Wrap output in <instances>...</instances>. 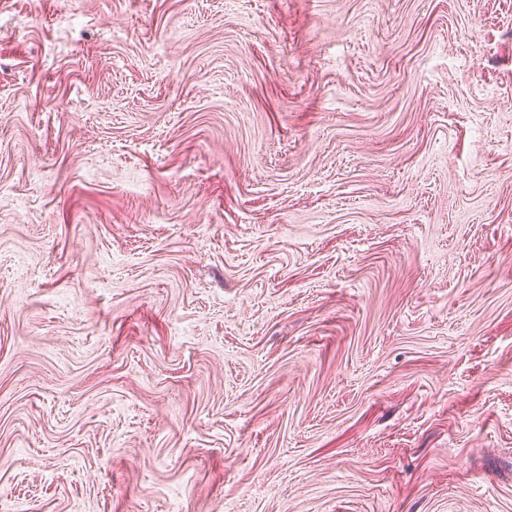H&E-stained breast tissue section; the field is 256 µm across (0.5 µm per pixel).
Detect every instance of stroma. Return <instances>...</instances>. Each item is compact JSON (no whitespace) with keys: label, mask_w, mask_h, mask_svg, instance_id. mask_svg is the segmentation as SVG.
<instances>
[{"label":"stroma","mask_w":512,"mask_h":512,"mask_svg":"<svg viewBox=\"0 0 512 512\" xmlns=\"http://www.w3.org/2000/svg\"><path fill=\"white\" fill-rule=\"evenodd\" d=\"M0 512H512V0H0Z\"/></svg>","instance_id":"1"}]
</instances>
